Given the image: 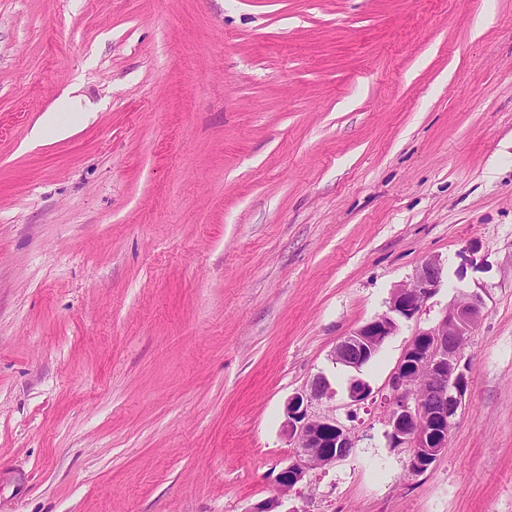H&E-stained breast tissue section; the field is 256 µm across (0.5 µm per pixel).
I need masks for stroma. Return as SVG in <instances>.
<instances>
[{
	"label": "stroma",
	"mask_w": 512,
	"mask_h": 512,
	"mask_svg": "<svg viewBox=\"0 0 512 512\" xmlns=\"http://www.w3.org/2000/svg\"><path fill=\"white\" fill-rule=\"evenodd\" d=\"M429 257L418 320L336 363ZM462 290L469 389L415 476L382 397ZM318 375L354 447L282 496ZM277 495L512 512V0H0V512Z\"/></svg>",
	"instance_id": "1"
}]
</instances>
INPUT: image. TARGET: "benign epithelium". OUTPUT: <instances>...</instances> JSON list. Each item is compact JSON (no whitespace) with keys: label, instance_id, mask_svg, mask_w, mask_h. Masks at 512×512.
Here are the masks:
<instances>
[{"label":"benign epithelium","instance_id":"7a95c632","mask_svg":"<svg viewBox=\"0 0 512 512\" xmlns=\"http://www.w3.org/2000/svg\"><path fill=\"white\" fill-rule=\"evenodd\" d=\"M439 260L425 259L412 280L393 289L388 311L343 337L332 359L352 368L376 355L401 321L414 319L442 283ZM483 300L462 291L440 321L420 328L388 380L392 395L386 436L396 447L410 449L408 469L425 472L442 454L456 424L469 385V366L461 344L482 317ZM330 396L326 378L317 376L309 388L288 399L283 430L293 444L277 475L279 494L306 482L312 473L346 457L353 447L350 429L335 417L311 411L312 402Z\"/></svg>","mask_w":512,"mask_h":512}]
</instances>
